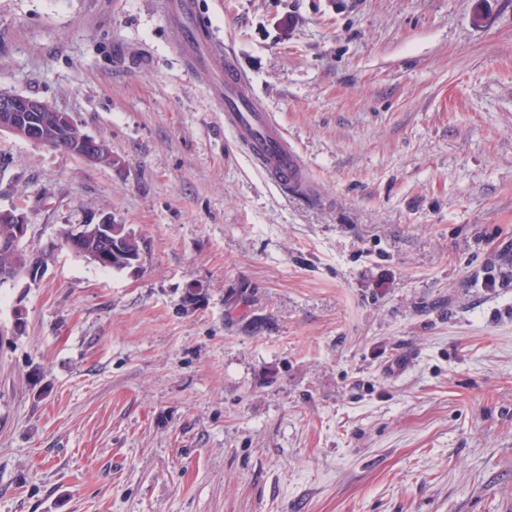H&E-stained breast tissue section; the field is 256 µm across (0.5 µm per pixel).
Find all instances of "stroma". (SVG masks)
I'll list each match as a JSON object with an SVG mask.
<instances>
[{"instance_id": "obj_1", "label": "stroma", "mask_w": 512, "mask_h": 512, "mask_svg": "<svg viewBox=\"0 0 512 512\" xmlns=\"http://www.w3.org/2000/svg\"><path fill=\"white\" fill-rule=\"evenodd\" d=\"M163 2L0 0V89L112 155L0 135L55 249L0 285V512H512V0H195L290 195ZM102 221L139 268L57 248ZM205 31L206 28L194 19L186 32V48L219 76L224 126L235 133L240 150L279 191L288 195V192L306 189L308 178L298 154L253 96L249 81L234 57L218 48ZM51 256L52 253L49 251L46 256H43L41 261L26 263L28 256L25 255L23 261L26 264L24 265H0V283L11 282L17 278H25L30 285H37L48 269V262Z\"/></svg>"}]
</instances>
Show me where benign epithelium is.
Instances as JSON below:
<instances>
[{"label": "benign epithelium", "mask_w": 512, "mask_h": 512, "mask_svg": "<svg viewBox=\"0 0 512 512\" xmlns=\"http://www.w3.org/2000/svg\"><path fill=\"white\" fill-rule=\"evenodd\" d=\"M71 118L53 109L47 103L26 95L0 90V131H7L27 141L46 145L68 133ZM68 152L89 163L98 162L100 141L82 134L68 141ZM13 222L12 235L0 242V250L16 255L25 250L24 237L27 224L21 213H7ZM112 240V224H78L61 237L58 246L74 253H84L101 265L108 266L112 261V249L95 250L88 248L89 243ZM52 253L34 263L0 265V283L25 278L31 285L38 284L44 277Z\"/></svg>", "instance_id": "benign-epithelium-1"}]
</instances>
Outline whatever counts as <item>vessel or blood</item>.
Instances as JSON below:
<instances>
[{
    "instance_id": "b4317fda",
    "label": "vessel or blood",
    "mask_w": 512,
    "mask_h": 512,
    "mask_svg": "<svg viewBox=\"0 0 512 512\" xmlns=\"http://www.w3.org/2000/svg\"><path fill=\"white\" fill-rule=\"evenodd\" d=\"M186 36L188 52L221 78L219 95L224 104V125L235 133L240 150L279 191L288 193L307 188L306 170L298 154L253 96L234 57L208 38L201 23H193Z\"/></svg>"
}]
</instances>
